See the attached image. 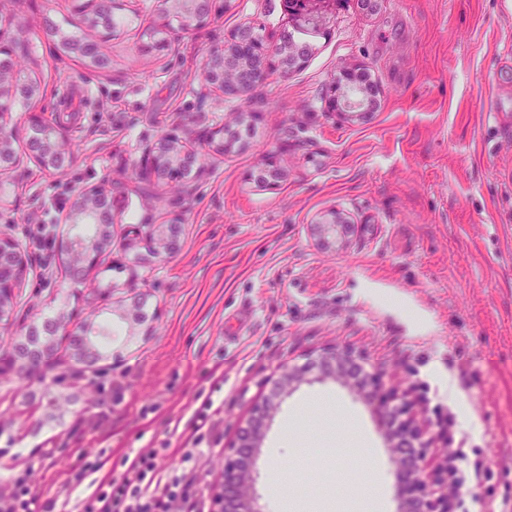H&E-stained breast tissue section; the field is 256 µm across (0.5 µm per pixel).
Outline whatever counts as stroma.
I'll use <instances>...</instances> for the list:
<instances>
[{"mask_svg":"<svg viewBox=\"0 0 512 512\" xmlns=\"http://www.w3.org/2000/svg\"><path fill=\"white\" fill-rule=\"evenodd\" d=\"M122 25L101 46L102 68L64 52L50 28L72 31L78 0H5L0 13L28 39L41 80L36 111L74 146L65 174L25 163L1 176L0 230L28 261L9 319L0 323V463L26 458L32 483L80 477L78 502L124 455L169 442L163 471L205 399L221 409L219 437L200 444L196 499L211 505L240 425L269 395L284 364L349 348L383 389L415 399L435 440L426 459L455 447L483 461L476 487L488 512H512V0H337L319 27L286 0H227L191 32L148 48L160 0H121ZM244 24L260 27L270 67L245 98L201 80L207 53ZM304 62L279 66L288 36ZM371 103L353 114L329 100L342 75ZM229 128L224 152L210 133ZM167 134L202 161L180 183L147 178L144 159ZM112 194L110 241L76 291L56 245L60 217L80 191ZM336 210L340 239L314 226ZM177 223L174 250L150 256L147 225ZM46 225L53 243L34 251ZM139 303L144 319L121 318ZM68 315L109 329L100 360L69 336L33 366L15 349L30 327ZM454 379L463 403L442 392ZM354 420L361 456L324 452L328 409ZM105 420H98V413ZM308 426L281 447L294 415ZM479 429H471L467 415ZM452 426L454 440L437 434ZM105 471H94L99 456ZM280 466L293 512H365L379 471L381 512H398L384 419L351 383L312 369L263 428L254 490L272 512L268 473Z\"/></svg>","mask_w":512,"mask_h":512,"instance_id":"35a3bbf8","label":"stroma"}]
</instances>
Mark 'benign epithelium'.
<instances>
[{
  "mask_svg": "<svg viewBox=\"0 0 512 512\" xmlns=\"http://www.w3.org/2000/svg\"><path fill=\"white\" fill-rule=\"evenodd\" d=\"M214 0H162L164 27L177 26L182 32H193L204 27L211 18ZM314 0H288L291 12L298 20L312 25L310 4ZM256 32L250 25L240 26L233 34L229 46L209 52L201 71V79L207 85L221 92L226 98H238L247 93L264 74L266 56L262 46L255 42ZM27 40L23 37L4 43L3 24L0 23V52L7 51L11 58L25 55ZM304 60L303 49L288 46V54L281 57L282 72L287 73ZM38 97L41 83L37 77L36 65H29L25 75L20 76L8 68H0V111L18 98H27V89ZM22 138L27 141L29 156L35 162L61 161L64 158L62 145L68 139V132L61 126L48 124L37 113H28L24 126L0 124V167L17 174L23 170L20 161L13 155L12 141ZM195 167L194 154L183 151L175 142L166 140L147 158L146 171L150 175H163L168 179H182L183 173ZM112 223V197L97 189L84 190L74 206L66 212L61 221L78 228L87 221ZM343 222L336 212L327 214L318 224L319 233L325 238H337ZM175 225H153L149 236L153 238L154 250L170 252L175 248ZM59 248L67 256L68 277L78 282L86 269L94 266L100 250L94 242L86 243L78 235H69L61 241ZM26 261L15 240L8 234L0 233V320L4 318L18 289L22 288ZM65 331L73 336L76 343L97 354L93 349L92 336L96 335L90 324L69 328V321L63 317L54 320L53 325L32 327L27 335L36 340L27 342L30 350L22 356L27 361H38L53 353L48 337ZM360 355L345 348H334L320 354L319 364L325 374L348 380L354 375L352 367L358 365ZM305 370L286 367L280 381L270 396L257 403L245 426L240 428L232 455L224 459V487L220 512H264L257 504L253 490L252 467L260 448L264 422L278 408V397L292 383L301 379ZM362 386L370 387L364 394L365 400L386 420V439L393 449L394 492L402 512H451L448 500V461L440 460L435 466L426 464V449L429 443L427 431L422 428L414 415L413 403L406 394L399 391L384 392L373 385L371 379Z\"/></svg>",
  "mask_w": 512,
  "mask_h": 512,
  "instance_id": "obj_1",
  "label": "benign epithelium"
}]
</instances>
